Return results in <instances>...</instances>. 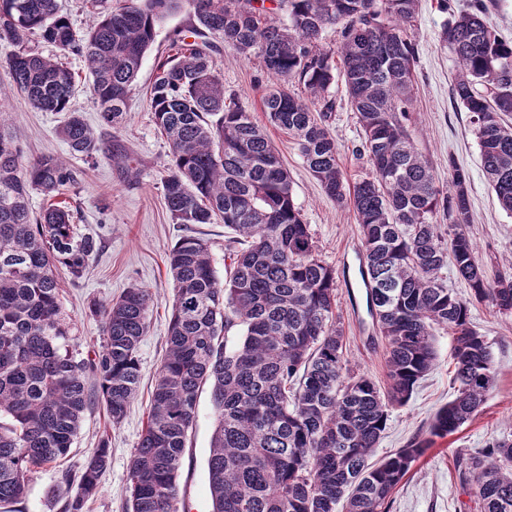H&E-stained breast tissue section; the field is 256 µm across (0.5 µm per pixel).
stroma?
<instances>
[{
    "label": "stroma",
    "instance_id": "35a3bbf8",
    "mask_svg": "<svg viewBox=\"0 0 512 512\" xmlns=\"http://www.w3.org/2000/svg\"><path fill=\"white\" fill-rule=\"evenodd\" d=\"M469 5L470 0H420L411 29L416 64L409 129L418 149L432 165L440 188L448 186L449 162H456L469 174L472 222L468 233L476 259L492 278L503 271L512 273V213L500 207L489 186L469 114L451 94L458 66L443 40L448 21ZM188 22L189 10L184 7L158 23L155 41L130 91L126 119L116 127L106 125L102 119L90 91L91 76L84 57L68 56L67 65L78 86L72 107L99 139L100 150L94 158L69 154L59 135L65 113L39 111L11 89L0 100V114L24 159L43 155L66 159L74 173L66 197L74 212L75 231L80 236H92L97 242L84 276L76 281L66 276L60 279L59 297L70 349L81 358H93L103 341L101 318L95 310L118 298L127 288H145L152 297L149 330L138 350L141 380L124 420L113 425L102 406L89 407L67 458L29 474L27 493L17 504V512H61V499L68 490L63 472L77 471L103 444L109 448V465L98 492L87 501L85 512H126L129 462L146 424L156 372L166 350L174 295L167 255L181 236L193 235L206 241L216 272L224 270L229 234L223 223H174L163 197L168 146L152 118L150 88L156 60L169 50L170 34ZM216 69L225 93L238 99L264 127L291 173L294 202L310 226L319 255L336 271V313L349 369L367 375L379 388H386L384 345L375 336L364 291L348 288L345 279L347 266L357 265L359 259L360 230L352 211L323 192L295 141L269 122L262 103L269 78L257 60L228 51L217 58ZM330 94L336 100V110L329 122V133L339 148L343 171L355 181L369 171L365 157L357 152L361 129L348 103L343 80H336ZM471 320L490 346L497 372L494 388L472 419L454 434L435 439L427 453L413 464L394 491L387 512H474L471 487L460 477L457 461L462 456L483 454L493 439L512 433V315L478 305L471 310ZM434 336L436 364L407 403L390 407L375 458L395 452L414 437L427 436L435 412L455 396L453 338L442 327L435 328ZM214 425L211 395L205 390L197 400L193 429L177 479L178 498L188 512L212 510L206 460Z\"/></svg>",
    "mask_w": 512,
    "mask_h": 512
}]
</instances>
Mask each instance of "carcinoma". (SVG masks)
Segmentation results:
<instances>
[{"label": "carcinoma", "instance_id": "carcinoma-1", "mask_svg": "<svg viewBox=\"0 0 512 512\" xmlns=\"http://www.w3.org/2000/svg\"><path fill=\"white\" fill-rule=\"evenodd\" d=\"M187 4L193 22L174 34L156 65L154 123L169 144L164 199L177 224L221 219L241 248L225 276L209 247L180 238L168 254L175 296L167 351L145 428L129 465V512H180L177 478L195 418L210 388L215 428L207 473L212 512H386V503L433 438L455 433L485 402L495 369L471 307L512 314V274L487 278L467 232L468 174L448 160L450 190L438 185L408 131L415 48L408 35L419 0H125L77 32L57 0H0V44L12 86L36 108L67 112L60 130L70 154L99 151L93 131L70 110L72 72L28 46L37 33L83 56L103 121L127 116V99L157 22ZM472 0L444 31L459 70L454 96L471 114L482 168L499 205L512 212V45ZM340 29L333 49L323 32ZM255 58L273 82L263 96L270 121L288 131L324 193L352 209L361 236V278L369 314L385 345L388 388L347 368L336 324V272L318 255L293 199L288 170L263 128L225 95L216 58ZM342 73L363 132L359 152L371 175L349 182L325 122ZM304 89L306 97L288 90ZM482 85L479 93L475 86ZM73 182L60 158L25 162L0 118V512L26 494L36 468L65 459L87 408L88 376L112 424L139 383L138 349L152 298L127 289L99 310L105 336L93 359L63 348L57 270L84 275L96 242L79 237L73 212L57 200ZM51 199L31 217L30 191ZM448 221L443 237L436 216ZM451 266L471 289L455 295ZM454 340L456 397L435 415L429 437L372 461L388 409L412 396L436 360L433 331ZM238 342L227 350L228 334ZM109 464L107 443L82 466L78 493L62 512H84ZM478 512H512V437L460 463Z\"/></svg>", "mask_w": 512, "mask_h": 512}]
</instances>
